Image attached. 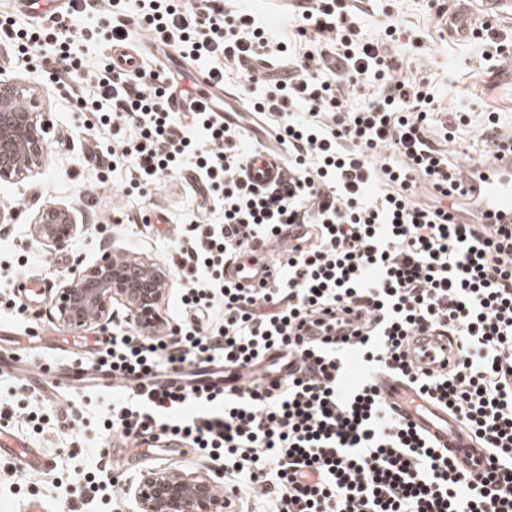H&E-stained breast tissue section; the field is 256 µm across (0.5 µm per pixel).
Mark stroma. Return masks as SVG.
Listing matches in <instances>:
<instances>
[{
	"mask_svg": "<svg viewBox=\"0 0 512 512\" xmlns=\"http://www.w3.org/2000/svg\"><path fill=\"white\" fill-rule=\"evenodd\" d=\"M437 0H364L355 21L365 36L379 37L387 25H398V41L388 43L389 56L401 64L410 79L430 82L435 96L436 122L456 127L448 146L451 163L464 156L485 157L489 150L481 137L484 118L495 112L502 132L512 131V19L501 20L500 39L507 62L502 75L479 72V46L467 41L442 40L435 26ZM108 14L90 12L77 18L73 50L88 64L99 60L101 43L87 39V32L105 31ZM25 59L0 46V70L6 77L30 84L51 125L49 154L31 177L0 182V204L13 207L18 217L0 234V350L26 346L36 363L62 369L80 362L89 364L101 345L112 336L114 324L127 312L113 304L112 319L82 330L56 322L51 312L57 299L61 270L95 262L103 252L135 255L170 266L174 241L184 223L206 222L207 215L182 179L163 180L146 187L144 194L124 195V169L114 171L95 165L92 150H106L110 134L89 128L86 115L72 111L58 85L49 77L44 57ZM463 122H456V112ZM48 203L73 207L81 226L64 246L45 247L30 234V221ZM66 390L35 392L20 378L0 376V427L11 429L20 440L41 449L53 462L51 473L22 470L10 457L0 458V512H57L60 501L74 504L77 512H109L100 499L82 490L78 474L101 473L113 484L118 512H139L133 488L149 471L182 470L217 478L211 462L194 449L179 446L149 455L130 466L121 448L104 446L103 398L87 402L84 416L72 421L67 412Z\"/></svg>",
	"mask_w": 512,
	"mask_h": 512,
	"instance_id": "35a3bbf8",
	"label": "stroma"
}]
</instances>
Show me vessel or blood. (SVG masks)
Listing matches in <instances>:
<instances>
[{"label":"vessel or blood","instance_id":"b4317fda","mask_svg":"<svg viewBox=\"0 0 512 512\" xmlns=\"http://www.w3.org/2000/svg\"><path fill=\"white\" fill-rule=\"evenodd\" d=\"M478 0H456L454 11L440 17V32L447 39L467 34L471 28L473 5ZM164 53L174 58L172 49H159L157 42L142 45L140 52H132L116 45L112 48V67L120 75L135 74L142 65L143 55ZM192 99L174 96L170 107L176 112L190 111L192 104L208 107L228 125H244L250 139L260 142L261 147L251 154L245 165V174L254 184L266 187L281 181L286 175L287 156L276 143L277 134L271 127L262 125L251 116L252 109L236 92L219 83L211 73L200 70L194 77ZM466 196L463 210L457 211L458 221L468 224L512 225V151H492L489 158H474L461 167ZM309 227L305 224L289 225L287 233L278 234L268 246H257L250 250L246 259L236 261L227 268L230 280L245 287H256L265 279L268 259L272 252L307 243ZM354 321L347 315L336 317L332 328L312 325L308 328L310 339H330L353 333ZM448 341L439 336L417 337L411 358L416 365L433 366L448 357ZM197 384H216L223 387H238L250 378L248 371L240 370L225 374L202 367L197 371ZM378 393L385 403L398 413L408 416L418 429L435 444L447 448L449 453L464 467L485 456L483 448L476 446L469 429L460 421L424 399L407 382L396 377L383 378L378 384ZM0 455L20 462L23 469L48 471L52 461L38 449L27 447L11 432L0 429Z\"/></svg>","mask_w":512,"mask_h":512}]
</instances>
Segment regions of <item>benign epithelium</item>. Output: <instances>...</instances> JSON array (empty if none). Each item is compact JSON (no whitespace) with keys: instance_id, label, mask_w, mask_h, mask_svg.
Listing matches in <instances>:
<instances>
[{"instance_id":"benign-epithelium-1","label":"benign epithelium","mask_w":512,"mask_h":512,"mask_svg":"<svg viewBox=\"0 0 512 512\" xmlns=\"http://www.w3.org/2000/svg\"><path fill=\"white\" fill-rule=\"evenodd\" d=\"M48 128L35 111L31 87L0 83V180L20 182L41 166L48 147ZM34 240L47 247L72 240L79 225L64 205L41 207L30 225ZM171 283L169 270L136 256L115 258L107 252L94 264L77 267L61 279L55 319L72 329L110 320L112 303L121 304L130 320L152 329L164 326L159 310ZM213 481L184 472H151L134 496L140 512H228L215 496Z\"/></svg>"}]
</instances>
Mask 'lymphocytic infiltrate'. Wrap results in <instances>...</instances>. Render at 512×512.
I'll return each instance as SVG.
<instances>
[{"label":"lymphocytic infiltrate","instance_id":"f902f5d3","mask_svg":"<svg viewBox=\"0 0 512 512\" xmlns=\"http://www.w3.org/2000/svg\"><path fill=\"white\" fill-rule=\"evenodd\" d=\"M100 6L109 42L127 41L126 0H68L46 26L1 20L0 36L31 49L52 42L55 83L109 127V154L129 164L133 187L194 160V191L215 215L180 232L177 324L156 333L128 322L92 364L121 390L109 429L141 445L179 438L223 466L225 493L267 512H512V228L450 221L459 167L429 136L428 84L395 76L349 0H316L289 42L269 39L238 0H139L141 30L184 60L208 61L217 79L237 66L250 106L279 131L288 176L257 187L244 175L240 130L217 113L190 112L189 134L176 131L165 71L145 64L121 77L107 58L84 74L68 20ZM247 58L287 61L288 75L247 73ZM423 185L433 204L418 202ZM286 224L313 225V237L278 255L270 287L226 280L229 261ZM333 309L364 318L351 343L326 349L300 335ZM436 331L454 337L455 354L425 372L409 346ZM274 352L290 372L270 384L200 392L166 382L200 364L254 367ZM353 357L365 375L349 389ZM382 374L466 424L486 451L479 468H460L394 413L378 394Z\"/></svg>","mask_w":512,"mask_h":512}]
</instances>
